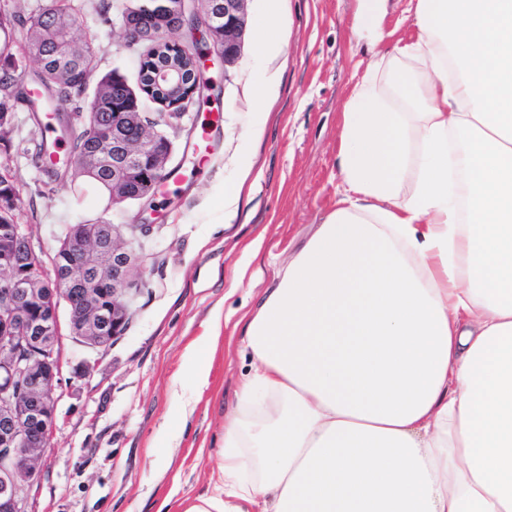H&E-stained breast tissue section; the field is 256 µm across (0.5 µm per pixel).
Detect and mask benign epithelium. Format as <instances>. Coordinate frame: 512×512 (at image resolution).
<instances>
[{"label":"benign epithelium","mask_w":512,"mask_h":512,"mask_svg":"<svg viewBox=\"0 0 512 512\" xmlns=\"http://www.w3.org/2000/svg\"><path fill=\"white\" fill-rule=\"evenodd\" d=\"M130 0H115V20L125 34V48L142 66L146 50L165 36L200 21L192 32L198 43L219 33V54L232 67L245 45L249 0H224V17H215L211 0H154L155 28L132 32L127 22ZM155 82L177 98L160 113L165 129L157 131L134 104H112V133L102 135L79 159L88 170L112 167V204L141 206L149 199L132 191L151 181L158 188L173 154L171 135L180 131L194 93L207 87L198 77L192 91L182 93L181 69L169 63L155 72ZM136 213L124 224H73L55 253L53 267L78 268V287L66 290L25 267L35 255L21 224H4L0 232L13 246L0 250V512H27L19 491L37 480V465L47 452V435L56 422L59 375V309L66 306L72 338L91 349L105 348L129 325L134 295L130 272L136 266L126 234L139 235L149 225ZM112 287V304L106 303Z\"/></svg>","instance_id":"1"}]
</instances>
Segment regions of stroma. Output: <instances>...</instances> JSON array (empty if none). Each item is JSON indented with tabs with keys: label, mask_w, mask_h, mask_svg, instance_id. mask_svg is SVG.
<instances>
[{
	"label": "stroma",
	"mask_w": 512,
	"mask_h": 512,
	"mask_svg": "<svg viewBox=\"0 0 512 512\" xmlns=\"http://www.w3.org/2000/svg\"><path fill=\"white\" fill-rule=\"evenodd\" d=\"M112 2L73 0L80 18L74 37L91 47L97 73L116 68L131 76L136 66L124 33L100 9ZM269 6L270 0H250L245 47L233 67H225L214 45L200 48L213 91L189 112L198 149L186 151L184 139L175 140L172 161L182 178L143 213L151 230L141 240L144 262L131 274L140 292L124 335L93 351L73 341L67 314L59 316L57 420L37 482L19 492L29 512H181L184 497L210 488L224 414L250 368L236 323L278 263L332 209L341 112L369 63L351 30L357 0H283L276 50L259 59L254 48L266 36ZM36 71L27 62L16 73L37 107H13L0 164L18 186L19 221L47 260L65 225L117 224L139 211L129 203L108 205L93 191L71 204L66 181L45 173L39 146L51 108ZM261 82L269 90L259 107L254 88ZM225 189L237 192L234 207L225 206ZM259 236L264 245L251 264L258 277L232 287L244 245ZM216 313L222 322L209 352V384L197 392L176 375L186 348ZM87 361L95 368L84 378ZM191 391L195 409L176 442L164 447L175 398Z\"/></svg>",
	"instance_id": "35a3bbf8"
}]
</instances>
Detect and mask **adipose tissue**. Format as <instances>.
<instances>
[{
	"instance_id": "1",
	"label": "adipose tissue",
	"mask_w": 512,
	"mask_h": 512,
	"mask_svg": "<svg viewBox=\"0 0 512 512\" xmlns=\"http://www.w3.org/2000/svg\"><path fill=\"white\" fill-rule=\"evenodd\" d=\"M359 0L335 208L243 317L185 512H512V0ZM213 316L183 355L209 381ZM407 0H391L390 1V13L387 18V30L390 31L395 27H399L398 32L393 38H387L379 47L378 50L386 52L390 49L394 38L405 35L412 30L409 21H402L404 17V9L407 6Z\"/></svg>"
}]
</instances>
